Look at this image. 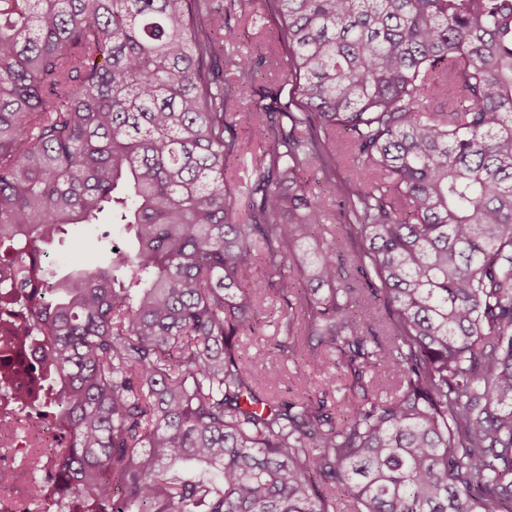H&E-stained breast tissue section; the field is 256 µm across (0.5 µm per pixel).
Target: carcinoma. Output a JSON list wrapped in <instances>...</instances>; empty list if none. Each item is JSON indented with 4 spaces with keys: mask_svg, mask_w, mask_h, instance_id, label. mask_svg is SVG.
Returning a JSON list of instances; mask_svg holds the SVG:
<instances>
[{
    "mask_svg": "<svg viewBox=\"0 0 512 512\" xmlns=\"http://www.w3.org/2000/svg\"><path fill=\"white\" fill-rule=\"evenodd\" d=\"M270 4L277 112L222 0H0V389L61 431L23 512H512V0ZM106 210L130 247L44 262ZM268 288L341 404L257 382ZM237 133L243 145V152L234 165L231 177H242V184L238 182V184L241 186L239 188V190H241V195H238V202L243 206L246 201L244 189L245 178L247 179V175L252 169V160L254 156L259 153V142L255 137H253L252 129L246 124L237 126Z\"/></svg>",
    "mask_w": 512,
    "mask_h": 512,
    "instance_id": "1",
    "label": "carcinoma"
}]
</instances>
